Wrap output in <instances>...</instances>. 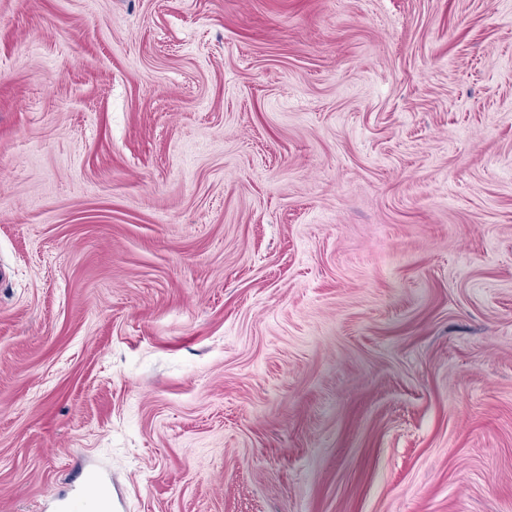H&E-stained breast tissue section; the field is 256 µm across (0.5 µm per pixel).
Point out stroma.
Returning a JSON list of instances; mask_svg holds the SVG:
<instances>
[{
    "mask_svg": "<svg viewBox=\"0 0 512 512\" xmlns=\"http://www.w3.org/2000/svg\"><path fill=\"white\" fill-rule=\"evenodd\" d=\"M512 512V0H0V512Z\"/></svg>",
    "mask_w": 512,
    "mask_h": 512,
    "instance_id": "35a3bbf8",
    "label": "stroma"
}]
</instances>
